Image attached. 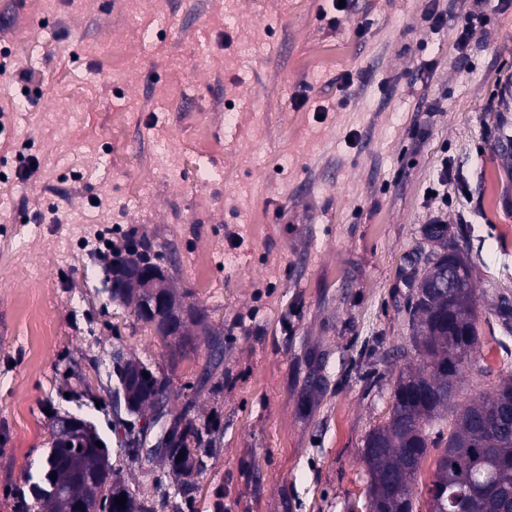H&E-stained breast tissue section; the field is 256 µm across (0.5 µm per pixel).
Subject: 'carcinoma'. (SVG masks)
<instances>
[{
    "instance_id": "1",
    "label": "carcinoma",
    "mask_w": 512,
    "mask_h": 512,
    "mask_svg": "<svg viewBox=\"0 0 512 512\" xmlns=\"http://www.w3.org/2000/svg\"><path fill=\"white\" fill-rule=\"evenodd\" d=\"M423 237L431 249L423 255L424 269L412 280L405 306L410 343L420 363L398 376L387 421L365 437L370 512H418L416 477L430 447L441 453L427 490L428 512H512V374L484 396L461 402L463 370L470 362L463 349L470 346L475 352L478 345L472 265L448 225L426 224ZM157 258L148 241L112 257L106 279L110 286L105 291L112 300L133 306L144 324H152L157 316L171 320L182 340L184 324L174 315L178 296L155 263ZM450 264L464 270V287L442 293L440 275ZM131 265L141 266L147 274L135 293L119 286L120 275ZM113 373L115 445L134 462H151L153 457L144 459L139 452L152 432L139 426L140 415L148 406L165 408L168 419L154 449L162 451L172 472L181 478L179 493L188 496L203 468L198 451L205 445L204 437L220 429V416L198 423L188 417L189 405L170 408V381L141 361L118 356ZM73 422L81 433L60 439L55 436L60 416L53 414L51 448L35 472L28 473L27 509L72 512L74 503L87 493L75 475L78 470L93 480L99 512H155L117 478L108 446L96 445L103 441L97 429L76 418ZM52 474L56 479L50 478ZM121 495L126 496L122 508L115 504Z\"/></svg>"
}]
</instances>
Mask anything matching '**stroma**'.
Listing matches in <instances>:
<instances>
[{
	"instance_id": "35a3bbf8",
	"label": "stroma",
	"mask_w": 512,
	"mask_h": 512,
	"mask_svg": "<svg viewBox=\"0 0 512 512\" xmlns=\"http://www.w3.org/2000/svg\"><path fill=\"white\" fill-rule=\"evenodd\" d=\"M427 2L336 17L329 0H0V512H23L47 408L112 440L118 350L166 368L173 407L222 424L189 502L168 466L110 448L132 493L181 512H367L364 439L417 364L398 349L426 224L467 235L465 398L512 372L496 314L512 298V0H437L435 29ZM342 46L338 65H311ZM199 129L214 147L197 155ZM107 227L156 246L223 332L219 366L198 329L170 364L109 299ZM18 266L39 283L28 324Z\"/></svg>"
}]
</instances>
